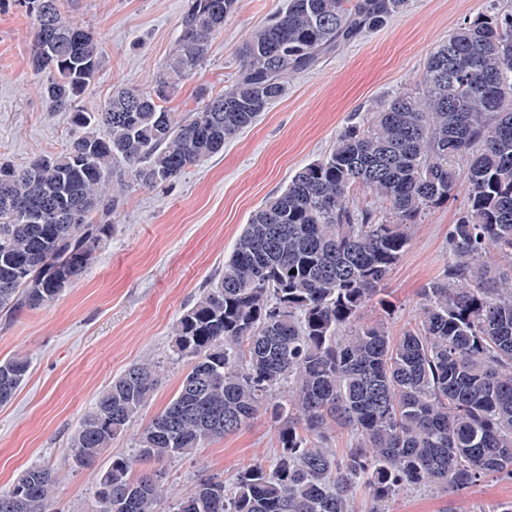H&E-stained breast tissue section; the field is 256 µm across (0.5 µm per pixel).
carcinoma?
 <instances>
[{"label": "carcinoma", "mask_w": 512, "mask_h": 512, "mask_svg": "<svg viewBox=\"0 0 512 512\" xmlns=\"http://www.w3.org/2000/svg\"><path fill=\"white\" fill-rule=\"evenodd\" d=\"M34 28L31 60L46 104L68 113L58 152L0 161V312L39 309L97 258L127 196L168 185L224 150L316 67L402 13L408 0H288L252 29L238 75L191 109L166 106L202 69L236 0H186L153 87L128 84L94 111L103 47L61 17V0H14ZM418 92L399 94L346 128L251 216L224 273L176 320L171 353L189 370L177 394L97 481V512H157L170 491L141 463L189 457L241 431L260 412L279 423L270 466L232 483L202 474L169 512H370L403 491H463L512 479V10L461 25L430 52ZM468 163L470 192L448 239L443 275L400 335L360 319L412 239L420 213L445 204ZM390 218L349 205L357 191ZM31 367L0 360V404ZM160 363L131 365L82 416L74 462L93 464L153 398ZM357 436L338 454L332 429ZM59 477L41 464L0 491L12 512H52Z\"/></svg>", "instance_id": "cac0c4a2"}]
</instances>
